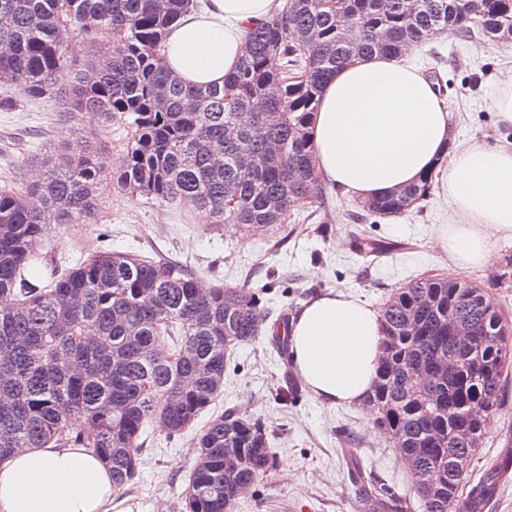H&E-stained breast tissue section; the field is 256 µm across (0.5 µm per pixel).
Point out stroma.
<instances>
[{
    "mask_svg": "<svg viewBox=\"0 0 512 512\" xmlns=\"http://www.w3.org/2000/svg\"><path fill=\"white\" fill-rule=\"evenodd\" d=\"M410 61L422 74L439 78V90L453 118V133L463 141L494 135L491 99L503 69L512 66V46L487 39L472 42L440 35L413 48ZM15 109L0 112V136L12 137V148L0 149V173L24 170L27 157L65 146L76 153L94 151L109 175L99 184L98 224H52L34 250L72 261L99 249L129 251L180 262L209 288L216 284L266 289L268 321L296 316L303 301L328 290L350 291L381 307L411 280L450 275L448 255L431 234L448 221V205L439 188L426 200L394 217L353 223L360 203L326 190L320 204L306 203L292 222L266 232H228L225 225L202 222L198 210L180 202H158L122 192L111 174L119 166L129 138L120 125L102 131L99 116L86 115L80 128L63 120V104L54 96L30 99L9 86ZM364 234L391 245L378 257L358 253L354 235ZM512 240L498 241L486 266L464 272V279L491 294L512 322V284L494 283ZM264 330L255 341L234 351L224 376L216 410L231 407L261 420L278 462L264 478L238 497L233 512H361L362 491L350 473L345 449H354L378 483L410 492L406 464L388 437L365 432L363 405H327L309 390L282 400L279 387L286 363ZM143 464L132 493L116 495V512H183L184 494L196 456V433L170 436L152 425L144 436ZM512 446V380L503 400L486 423L482 446L469 467L471 480L484 473L489 458Z\"/></svg>",
    "mask_w": 512,
    "mask_h": 512,
    "instance_id": "stroma-1",
    "label": "stroma"
}]
</instances>
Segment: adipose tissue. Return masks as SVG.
I'll use <instances>...</instances> for the list:
<instances>
[{
    "mask_svg": "<svg viewBox=\"0 0 512 512\" xmlns=\"http://www.w3.org/2000/svg\"><path fill=\"white\" fill-rule=\"evenodd\" d=\"M278 0H204L169 30L162 55L185 83L220 85L249 45L250 25ZM321 178L368 200L433 174L449 221L434 239L457 271L483 266L498 239H512V145L457 142L433 83L404 59L360 57L324 84L309 125ZM291 359L313 397L357 404L381 355V313L356 294L328 291L292 319ZM108 467L81 448H28L0 467V512H112Z\"/></svg>",
    "mask_w": 512,
    "mask_h": 512,
    "instance_id": "obj_1",
    "label": "adipose tissue"
}]
</instances>
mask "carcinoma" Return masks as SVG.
<instances>
[{"label": "carcinoma", "mask_w": 512, "mask_h": 512, "mask_svg": "<svg viewBox=\"0 0 512 512\" xmlns=\"http://www.w3.org/2000/svg\"><path fill=\"white\" fill-rule=\"evenodd\" d=\"M191 0H0V84L64 98L131 132L116 182L161 202L178 199L215 224L266 231L317 197L309 137L322 84L360 56H401L442 33L478 32L512 42V0H287L251 27L250 53L223 86L186 85L161 62L166 31ZM363 31L353 42L345 20ZM80 36L106 51L80 64ZM37 174L0 189V463L49 443L105 460L112 487L128 491L141 468V438L160 419L175 436L218 399L232 349L261 332L266 289L202 288L169 261L99 250L65 272L32 251L48 224H94L106 175L94 152L27 159ZM432 177L372 201L394 216L425 200ZM232 200L234 205L226 206ZM454 279L420 278L396 289L382 313L381 359L367 404L378 430L399 438L423 512H485L512 466V448L470 490L464 480L485 415L512 372V326L484 292ZM479 332L461 342L448 306ZM413 318L417 333L406 332ZM176 337L169 350L160 335ZM275 466L267 429L231 408L197 435L188 512H232ZM366 512H408L389 489L366 486Z\"/></svg>", "instance_id": "carcinoma-1"}]
</instances>
